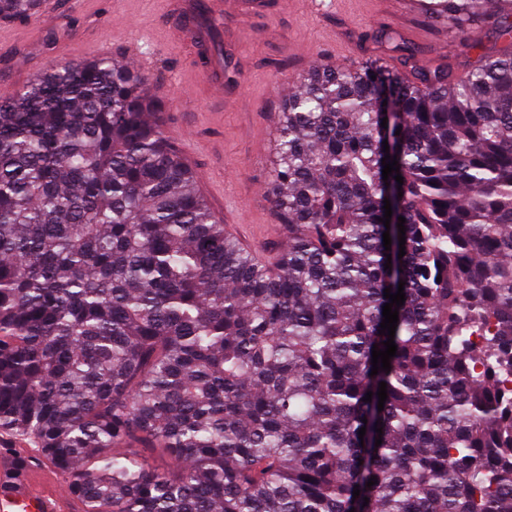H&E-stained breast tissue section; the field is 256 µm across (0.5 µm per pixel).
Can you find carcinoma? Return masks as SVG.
I'll use <instances>...</instances> for the list:
<instances>
[{"mask_svg": "<svg viewBox=\"0 0 512 512\" xmlns=\"http://www.w3.org/2000/svg\"><path fill=\"white\" fill-rule=\"evenodd\" d=\"M427 12L512 34V0ZM150 86L96 58L0 99V431L83 512H512V53L456 82L314 66L279 115L272 267L216 222Z\"/></svg>", "mask_w": 512, "mask_h": 512, "instance_id": "cac0c4a2", "label": "carcinoma"}]
</instances>
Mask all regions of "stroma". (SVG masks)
<instances>
[{
    "instance_id": "obj_1",
    "label": "stroma",
    "mask_w": 512,
    "mask_h": 512,
    "mask_svg": "<svg viewBox=\"0 0 512 512\" xmlns=\"http://www.w3.org/2000/svg\"><path fill=\"white\" fill-rule=\"evenodd\" d=\"M47 14L0 20V87L15 92L53 64L137 56L162 104L157 117L196 175L205 177L224 213L256 250L275 254L288 232L267 198L289 78L317 62L340 66L384 59L408 73L440 70L460 78L481 56L512 51L496 23L481 22L482 49L427 13H404L395 0H259L244 18L225 16L224 92L213 93L187 41L169 33L166 0H53Z\"/></svg>"
}]
</instances>
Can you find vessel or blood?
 <instances>
[{
  "label": "vessel or blood",
  "mask_w": 512,
  "mask_h": 512,
  "mask_svg": "<svg viewBox=\"0 0 512 512\" xmlns=\"http://www.w3.org/2000/svg\"><path fill=\"white\" fill-rule=\"evenodd\" d=\"M223 0H168L165 23L175 36H190L205 55L204 72L212 89L224 88V60L213 49L200 14L218 19ZM79 499L55 468L38 465L25 448L0 450V512H79Z\"/></svg>",
  "instance_id": "obj_1"
}]
</instances>
